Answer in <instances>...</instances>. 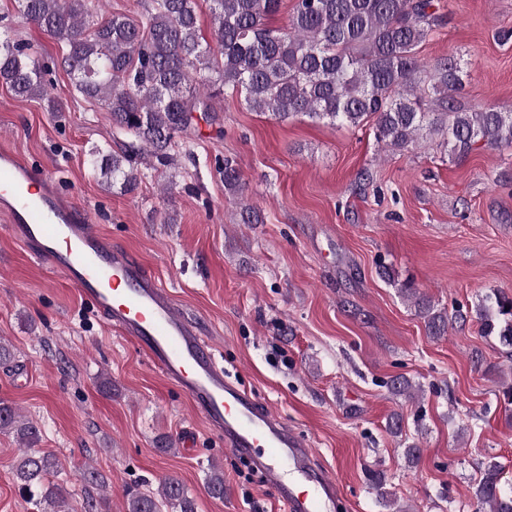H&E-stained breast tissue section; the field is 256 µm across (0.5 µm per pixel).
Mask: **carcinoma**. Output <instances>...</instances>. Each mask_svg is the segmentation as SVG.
<instances>
[{
    "instance_id": "cac0c4a2",
    "label": "carcinoma",
    "mask_w": 512,
    "mask_h": 512,
    "mask_svg": "<svg viewBox=\"0 0 512 512\" xmlns=\"http://www.w3.org/2000/svg\"><path fill=\"white\" fill-rule=\"evenodd\" d=\"M211 40L204 43L195 0H150L142 18L125 14L98 18L92 0H18L20 16L64 43L63 66L75 89L112 115L113 127L132 137L120 151L93 156L94 171L112 175L124 190L138 185L137 158L173 162L175 138L194 128L198 116L215 119L214 100L232 90L249 107L278 120L302 114L331 125L373 122L382 147L404 152L424 137L457 160L477 149L512 150V110L473 106L461 96L467 62L441 57L426 65L419 46L445 24L434 0H294L288 28H273L271 16L282 0H210ZM427 78H422V74ZM0 82L21 98L54 100L45 71L30 61L12 28L0 27ZM224 188L244 205L238 168L224 159ZM382 277L423 320L428 335L447 337L467 318L486 336L512 349V295L486 294L472 308H437L432 300L395 279ZM392 394L408 401L420 387L404 375L388 382ZM0 432L15 436L20 454L13 476L20 493L40 512H72L64 489L49 476L57 463L50 453L30 454L39 430L0 399ZM208 493L224 498V470L211 466ZM126 512H196L182 482L168 477L157 491L126 490ZM472 512H512V485L502 483L495 460L481 467Z\"/></svg>"
}]
</instances>
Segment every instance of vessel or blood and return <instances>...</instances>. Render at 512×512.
<instances>
[{
  "label": "vessel or blood",
  "mask_w": 512,
  "mask_h": 512,
  "mask_svg": "<svg viewBox=\"0 0 512 512\" xmlns=\"http://www.w3.org/2000/svg\"><path fill=\"white\" fill-rule=\"evenodd\" d=\"M0 230L44 261L185 393L207 430L248 457L284 512H336L339 487L282 418L227 377L159 277L92 224L57 181L14 148L0 146Z\"/></svg>",
  "instance_id": "vessel-or-blood-1"
}]
</instances>
